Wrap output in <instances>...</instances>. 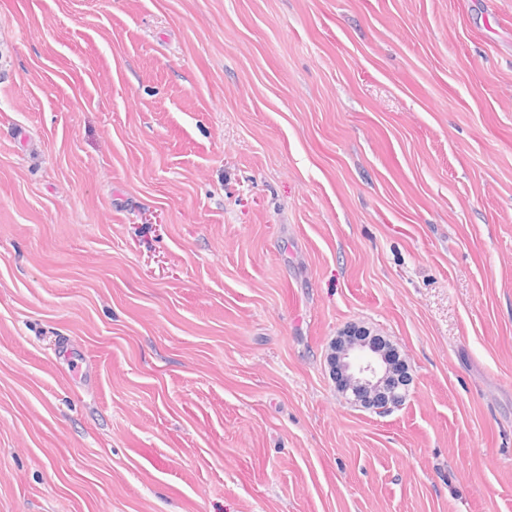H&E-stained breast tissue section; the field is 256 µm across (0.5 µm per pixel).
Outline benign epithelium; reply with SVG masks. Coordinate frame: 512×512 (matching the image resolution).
<instances>
[{
	"label": "benign epithelium",
	"mask_w": 512,
	"mask_h": 512,
	"mask_svg": "<svg viewBox=\"0 0 512 512\" xmlns=\"http://www.w3.org/2000/svg\"><path fill=\"white\" fill-rule=\"evenodd\" d=\"M331 369L339 393L377 414L392 412L407 398V385L391 374L388 359L351 327L340 331L334 340Z\"/></svg>",
	"instance_id": "7a95c632"
}]
</instances>
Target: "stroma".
Returning <instances> with one entry per match:
<instances>
[{"mask_svg": "<svg viewBox=\"0 0 512 512\" xmlns=\"http://www.w3.org/2000/svg\"><path fill=\"white\" fill-rule=\"evenodd\" d=\"M0 512H512V0H0ZM354 329H343L334 340L331 369L336 390L355 405L388 414L404 403L408 385L391 374L388 359Z\"/></svg>", "mask_w": 512, "mask_h": 512, "instance_id": "stroma-1", "label": "stroma"}]
</instances>
